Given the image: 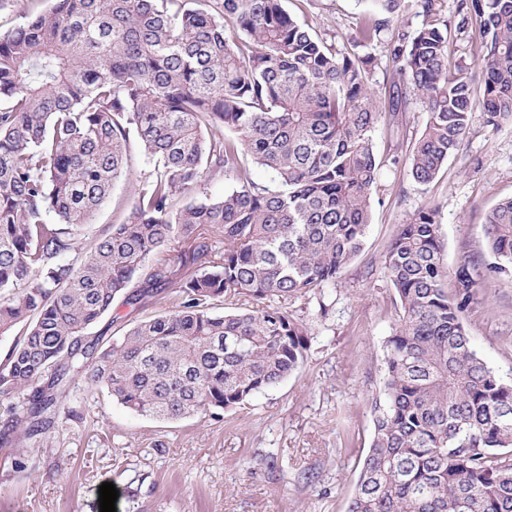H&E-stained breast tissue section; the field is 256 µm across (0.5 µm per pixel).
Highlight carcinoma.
Masks as SVG:
<instances>
[{"label": "carcinoma", "instance_id": "obj_1", "mask_svg": "<svg viewBox=\"0 0 512 512\" xmlns=\"http://www.w3.org/2000/svg\"><path fill=\"white\" fill-rule=\"evenodd\" d=\"M30 2L0 33V334L20 328L0 361V397L17 399L0 444L26 421L40 446L76 376L163 422L218 418L277 386L309 349L296 299L336 284L364 245L381 118L424 101L411 172L428 183L473 112L512 117V0H461L457 32L480 35L479 96L467 67H448V29L396 26L386 107L370 87L374 58L315 38L280 0ZM373 2L383 17L365 19L364 43L401 0ZM132 135L148 179L126 220L85 243L131 174ZM246 157L273 187L252 180ZM221 174L236 186L191 198ZM486 243L491 262L465 261L451 294L433 211L387 247L398 322L348 512H512V382L463 324L483 281L512 273V199L489 211ZM176 266L194 271L174 282ZM170 286L174 309L107 347L88 335L114 300L133 307Z\"/></svg>", "mask_w": 512, "mask_h": 512}]
</instances>
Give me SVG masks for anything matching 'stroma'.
<instances>
[{
    "label": "stroma",
    "instance_id": "stroma-1",
    "mask_svg": "<svg viewBox=\"0 0 512 512\" xmlns=\"http://www.w3.org/2000/svg\"><path fill=\"white\" fill-rule=\"evenodd\" d=\"M460 0H432L422 10L403 0L407 29L434 23L455 28ZM314 36L337 49L375 59L370 83L388 96L394 66L385 42L359 43L370 0H282ZM428 120L425 103L411 101L394 121L372 132L380 162L371 219L360 253L323 297L296 300L310 337L304 363L287 380L250 404L214 419L198 415L162 423L135 415L103 389L71 386L75 416H59L38 448L22 431L0 448V512H100L99 487L119 492L116 512H347L361 462L373 437L372 401L381 386L384 342L398 312L384 254L400 225L423 209L435 212L443 262L455 270L466 259L484 263V222L512 197V119L489 125L473 113L459 148L427 184L411 174L414 142ZM132 174L118 180L97 210L87 236L122 223L138 178L150 168L130 143ZM172 290L146 295L138 309L114 301L111 344L135 321L173 309ZM464 325L477 353L512 379V276L482 284Z\"/></svg>",
    "mask_w": 512,
    "mask_h": 512
}]
</instances>
